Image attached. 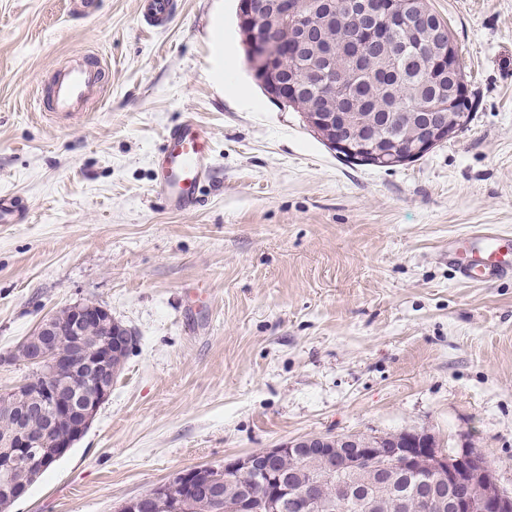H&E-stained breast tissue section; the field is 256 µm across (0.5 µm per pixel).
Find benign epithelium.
Segmentation results:
<instances>
[{
	"instance_id": "7a95c632",
	"label": "benign epithelium",
	"mask_w": 512,
	"mask_h": 512,
	"mask_svg": "<svg viewBox=\"0 0 512 512\" xmlns=\"http://www.w3.org/2000/svg\"><path fill=\"white\" fill-rule=\"evenodd\" d=\"M421 0H378L368 26L356 42H383L394 26L428 29L431 46L440 69L449 73L451 84L435 103L433 111L411 120L412 136L403 148L390 138L356 135L361 119L356 106L336 110L316 95L309 111L301 113L305 123L322 136L339 155L363 157L375 166L394 167L411 157L430 152L454 137L469 122V114L458 109L466 84L455 59V47L448 26L439 23L420 7ZM324 20L339 18L335 4L324 0L314 9L300 0H240L239 30L242 45L257 82L274 100L288 106L300 100V86L285 82L276 60L282 56L296 62L301 43L316 34L318 9ZM288 29L292 39H278V26ZM107 308L92 303H75L66 313L44 319L33 335L22 341L19 351L34 374L6 392H0V412L9 426L0 430V462L23 473L45 470L51 459L42 453L46 443L62 456L92 424L99 407L112 393L119 374L116 358L129 350L132 332L118 321L107 333L90 342L93 332L103 326ZM315 464L300 486L286 481L288 459ZM392 461L408 473L430 471L420 484L414 500L395 498L403 510L415 512H512V493L503 489L482 453L463 448L450 458L440 453L435 438L411 430L393 437L362 438L356 433L339 437L314 435L295 439L261 453L247 454L220 467L192 468L179 472L172 482L160 485L122 505L120 512H175L177 501L186 497L198 475L206 477L203 490L206 512H315L332 506L326 489L336 494L352 490L349 476L364 473L372 483L388 480L383 462ZM247 470L263 479L268 487L263 497L235 481L237 470ZM28 484L12 481L0 486L8 500L23 497Z\"/></svg>"
}]
</instances>
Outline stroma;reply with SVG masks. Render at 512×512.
<instances>
[{
  "instance_id": "obj_1",
  "label": "stroma",
  "mask_w": 512,
  "mask_h": 512,
  "mask_svg": "<svg viewBox=\"0 0 512 512\" xmlns=\"http://www.w3.org/2000/svg\"><path fill=\"white\" fill-rule=\"evenodd\" d=\"M472 119L405 165L337 158L246 63L238 0H0V390L40 320L94 302L136 345L82 439L8 512H119L180 471L313 435L423 430L512 491V274L459 282L449 240L512 234V0H429ZM109 77L70 119L38 88L83 52ZM213 145L198 207L153 182L166 132ZM143 15L148 26L157 27L167 22L176 9L174 0H143Z\"/></svg>"
}]
</instances>
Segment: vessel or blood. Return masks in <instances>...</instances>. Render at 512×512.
Returning a JSON list of instances; mask_svg holds the SVG:
<instances>
[{"mask_svg":"<svg viewBox=\"0 0 512 512\" xmlns=\"http://www.w3.org/2000/svg\"><path fill=\"white\" fill-rule=\"evenodd\" d=\"M175 9V0L143 2V15L151 27L167 22ZM104 77L99 57L88 52L58 68L47 90L45 114L69 119L83 112L100 90ZM212 159L211 141L195 119H186L169 131L165 148L155 160V190L171 211L182 212L196 205L200 181L209 173ZM468 240L475 247L472 260L463 259L460 248L448 250L463 280L485 283L512 272V242L504 234L477 230L469 234Z\"/></svg>","mask_w":512,"mask_h":512,"instance_id":"vessel-or-blood-1","label":"vessel or blood"}]
</instances>
